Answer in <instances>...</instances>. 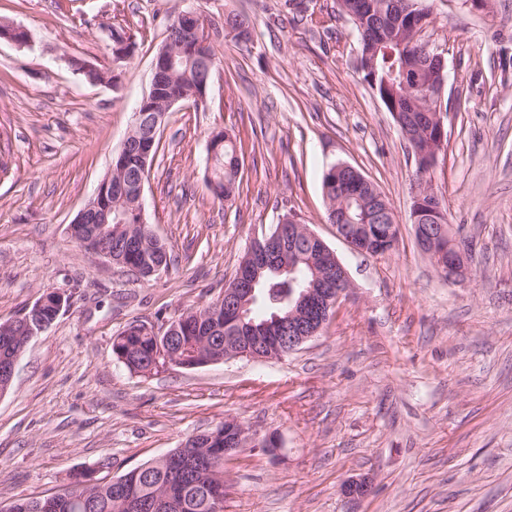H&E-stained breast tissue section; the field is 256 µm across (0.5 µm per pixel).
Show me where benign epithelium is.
Returning a JSON list of instances; mask_svg holds the SVG:
<instances>
[{"label": "benign epithelium", "instance_id": "1", "mask_svg": "<svg viewBox=\"0 0 512 512\" xmlns=\"http://www.w3.org/2000/svg\"><path fill=\"white\" fill-rule=\"evenodd\" d=\"M182 20L184 27L191 34V47L186 52H178L172 49L167 41L160 45L153 59L149 94L140 102L135 113V119L139 122L142 120L148 123L152 122L157 127L162 124L167 112L175 105L189 103L197 105L206 97L208 84L203 83L188 98L171 97L164 100L158 98V91L174 71L178 58L188 59L183 73V78L188 81L193 79V73L198 67L205 65L210 68L215 63L208 24L203 22L195 12L183 13ZM0 39L18 45H27L31 42V34L25 27L10 23L6 28L0 27ZM132 50L133 46L128 38L123 35L114 37L112 45L114 61L127 59ZM432 57L434 67L431 74L432 101L430 108L419 116L410 115L411 124L405 128V136L411 140L418 139L417 131L426 123L436 130V139L429 147L423 150L419 148L414 150L416 165L424 171L436 165L440 151L446 146L441 105L448 71L444 53L435 51ZM114 173L115 167L112 166L99 182L92 197L69 225L70 237L80 245V250L84 254L109 263L112 262V253L101 248L100 238L104 227L112 220V200L121 198L125 192L122 180L112 178ZM424 195L433 198L431 208L438 216V223L431 227L414 224L420 237L421 248L433 260L442 275L448 277L450 281H460L470 271L471 250L459 237L452 235L451 227L445 225L446 215L442 210L441 200L426 184H419L414 194L416 207L413 210L412 220L415 221L420 217V206L424 205L422 201ZM335 229L336 236L348 244L358 233L369 236L373 233V229L368 226L337 224ZM278 250L279 240L266 238L250 249L249 254L253 263L264 264L270 262ZM336 271V279L324 280L318 287H311L303 292L298 306L288 313V318H275V326L272 328L270 336L250 335L248 326L245 325L246 314H240L238 322L240 336H238L236 348L229 352L228 356L249 357L265 361L268 359V353L275 352L283 358L317 336L350 288L347 271L339 262L336 263ZM255 283L256 280L244 276L243 271H238V275L234 278V287L224 288V303L229 304L235 301L245 292L254 293ZM33 305L36 306V311L33 312L28 307L22 314L7 321L9 325L19 320L24 321L28 328L27 339L29 340L47 328L45 322L38 320L37 311L51 305L59 315L70 306V299L60 291H48L38 297ZM230 424L236 427V436L231 443L225 445L224 458L233 456L244 446L260 448L274 457L278 455L280 442L277 436L267 434L261 437L249 427L235 420L230 421Z\"/></svg>", "mask_w": 512, "mask_h": 512}]
</instances>
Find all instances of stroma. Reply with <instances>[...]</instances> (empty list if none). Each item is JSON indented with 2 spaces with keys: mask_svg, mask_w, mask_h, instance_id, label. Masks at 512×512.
Listing matches in <instances>:
<instances>
[{
  "mask_svg": "<svg viewBox=\"0 0 512 512\" xmlns=\"http://www.w3.org/2000/svg\"><path fill=\"white\" fill-rule=\"evenodd\" d=\"M423 39L444 53L447 147L430 173L471 275L451 283L417 247L414 159L356 66L359 38L336 0H0L27 45L0 40V322L41 294L72 305L19 357L0 396V505L112 478L234 419L277 433L281 455L224 463V512H512V0H426ZM246 13L249 42L214 41L204 105H175L144 186L172 262L146 281L84 255L67 228L108 171L178 13ZM133 53L117 87L69 61ZM236 136L233 202L206 182L213 131ZM373 181L400 226L395 249L352 250L327 219L324 172ZM293 214L335 251L351 288L322 333L271 363L235 358L130 373L112 339L216 300L253 240ZM365 479L371 492L346 495Z\"/></svg>",
  "mask_w": 512,
  "mask_h": 512,
  "instance_id": "stroma-1",
  "label": "stroma"
}]
</instances>
